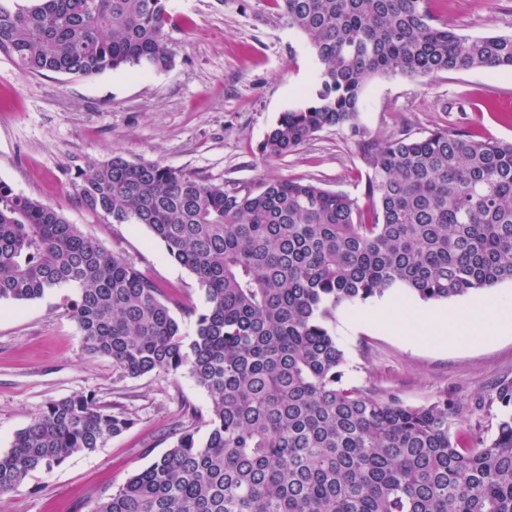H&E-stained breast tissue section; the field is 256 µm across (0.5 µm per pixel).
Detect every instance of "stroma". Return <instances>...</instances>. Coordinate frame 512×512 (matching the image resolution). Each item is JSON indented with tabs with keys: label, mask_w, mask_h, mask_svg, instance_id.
Here are the masks:
<instances>
[{
	"label": "stroma",
	"mask_w": 512,
	"mask_h": 512,
	"mask_svg": "<svg viewBox=\"0 0 512 512\" xmlns=\"http://www.w3.org/2000/svg\"><path fill=\"white\" fill-rule=\"evenodd\" d=\"M174 65L137 67L90 78L32 75L0 54V182L52 205L69 223L195 307L204 290L170 259L142 224H115L86 211L66 172L112 152L194 174L216 184L257 189L264 178L312 179L363 198L367 167L357 147L328 128L287 156L262 159L258 147L283 112L307 102L319 64L304 36L271 0H169ZM434 15L470 36L512 35V0H432ZM360 120L376 136L461 130L476 139L512 141V71L391 75L365 85ZM59 288L26 303L0 302V453L45 404L80 392L128 411L133 426L103 447L37 472L22 491L0 496V512H93L102 493L123 484L171 446L163 435L180 401L208 431L210 400L188 372L121 377L89 354ZM375 299L340 308L333 331L350 379L410 405L440 395L464 404L461 429L492 435L487 405L512 381V334L476 345L434 343L405 323L372 319Z\"/></svg>",
	"instance_id": "1"
}]
</instances>
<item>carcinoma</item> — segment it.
I'll list each match as a JSON object with an SVG mask.
<instances>
[{
    "mask_svg": "<svg viewBox=\"0 0 512 512\" xmlns=\"http://www.w3.org/2000/svg\"><path fill=\"white\" fill-rule=\"evenodd\" d=\"M274 2L320 68L260 154L334 128L368 168L367 205L303 178L245 190L117 152L69 168L85 210L147 226L196 278L209 304L197 314L0 182V301L71 288L64 306L89 353L123 377L185 370L210 399L205 437L181 402L172 446L95 512H512V381L489 401L494 435L464 433L465 407L446 395L414 406L352 384L331 328L339 308L387 294L448 301L512 280V142L380 139L360 121L369 79L512 69V35H463L428 0ZM171 23L167 0L0 2V53L41 75L166 71ZM175 308L196 315L188 342ZM132 424L92 392L49 401L0 453V495Z\"/></svg>",
    "mask_w": 512,
    "mask_h": 512,
    "instance_id": "cac0c4a2",
    "label": "carcinoma"
}]
</instances>
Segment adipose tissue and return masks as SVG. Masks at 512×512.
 Returning a JSON list of instances; mask_svg holds the SVG:
<instances>
[{
    "label": "adipose tissue",
    "mask_w": 512,
    "mask_h": 512,
    "mask_svg": "<svg viewBox=\"0 0 512 512\" xmlns=\"http://www.w3.org/2000/svg\"><path fill=\"white\" fill-rule=\"evenodd\" d=\"M421 330L436 336L473 340L477 330L512 331V303L485 300L459 314L438 311L416 319Z\"/></svg>",
    "instance_id": "1"
}]
</instances>
